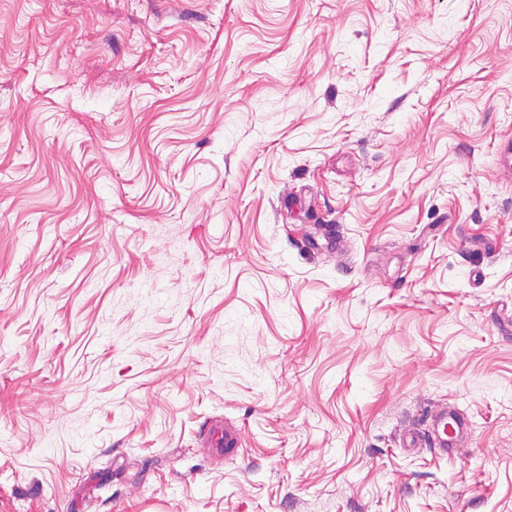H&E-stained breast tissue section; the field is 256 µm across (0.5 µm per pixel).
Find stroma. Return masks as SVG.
Masks as SVG:
<instances>
[{"label":"stroma","instance_id":"stroma-1","mask_svg":"<svg viewBox=\"0 0 512 512\" xmlns=\"http://www.w3.org/2000/svg\"><path fill=\"white\" fill-rule=\"evenodd\" d=\"M508 143L512 0H0V512H512ZM468 428L469 422L463 416L442 413L432 422L433 446L442 453H449ZM209 447L218 454H224V458H234L243 453L239 431L226 426L211 431Z\"/></svg>","mask_w":512,"mask_h":512}]
</instances>
